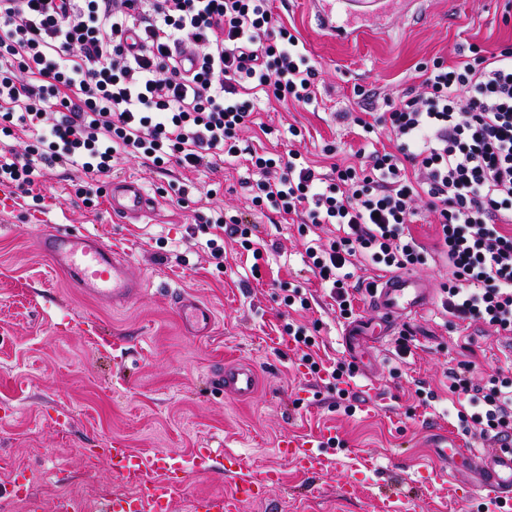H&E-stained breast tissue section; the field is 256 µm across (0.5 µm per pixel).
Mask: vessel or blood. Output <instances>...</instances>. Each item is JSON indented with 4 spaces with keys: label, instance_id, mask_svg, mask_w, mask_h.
Segmentation results:
<instances>
[{
    "label": "vessel or blood",
    "instance_id": "obj_1",
    "mask_svg": "<svg viewBox=\"0 0 512 512\" xmlns=\"http://www.w3.org/2000/svg\"><path fill=\"white\" fill-rule=\"evenodd\" d=\"M393 0H313L317 20L329 35L351 40L358 31L351 25L360 15L384 14ZM112 213L141 217L147 214L152 200L135 181L113 182L108 197ZM36 251L47 257L54 268L66 273L72 287L93 297L99 304L125 305L145 292L142 280L133 276L124 259L97 237L54 229L45 230L34 240ZM174 311L184 335L202 338L212 335L215 315L211 307L191 294L176 291L171 296ZM430 301V290L419 278L395 274L379 281L371 293V309L376 315V330L389 334L393 323L409 317ZM215 380L225 393L247 400L256 392L255 370L246 364H228ZM297 469L314 472L324 461L311 444L287 442L283 448ZM98 454L123 475L135 479L138 492L133 496L115 495L103 503L98 512H168L169 505L184 481L181 468L170 457L147 456L120 442L99 449ZM436 454L449 463L450 477H457L469 467H477L480 487L486 499L512 501V452L484 450L472 454L460 446L437 448ZM274 471L263 477H242L235 481L230 495L195 499L192 512H241L244 504L261 496L273 482Z\"/></svg>",
    "mask_w": 512,
    "mask_h": 512
}]
</instances>
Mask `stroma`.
I'll use <instances>...</instances> for the list:
<instances>
[{"instance_id":"stroma-1","label":"stroma","mask_w":512,"mask_h":512,"mask_svg":"<svg viewBox=\"0 0 512 512\" xmlns=\"http://www.w3.org/2000/svg\"><path fill=\"white\" fill-rule=\"evenodd\" d=\"M271 7L320 70L317 100L301 108L261 99L257 125L241 137L277 153L293 124L303 134L300 151L317 162L326 149L344 158L363 144L356 129L336 119L355 107L354 86L393 97L418 85L420 66L434 58L451 59L455 49L471 44L494 51L512 43V0H436L421 22L397 0L388 25L364 21L361 35L348 42L321 35L308 0H272ZM112 176L140 182L157 209L140 223H119L107 199L85 207L73 179L60 170L35 197L0 185V512H52L61 494L74 499L78 512H92L100 493H134L131 479L87 454L115 441L138 452H168L185 464L198 449H220L215 473L187 476L170 512H189L196 495L230 493L227 472L237 468L254 476L279 474L243 512H376L394 491L412 512H484L480 494L436 478L438 438L471 445L457 428V402L445 374L464 362L474 380L487 381L512 365V344L443 319V269H417L434 292L431 302L392 327L394 335H414V356L397 359L389 340L364 345L356 362L342 342L344 319L303 267V239L292 216L251 213L259 236L279 244L268 251L257 279L244 250H227L219 267L191 238L196 218L212 209L248 211L256 178L244 163L163 175L143 161L122 159ZM183 188L193 199L186 208L178 202ZM47 224L100 237L129 261L146 293L112 309L70 288L33 247ZM174 288L213 307L212 336L182 334L167 297ZM288 288L311 297L303 320L318 328L322 361L356 362L359 372L348 386L359 398L354 416L337 408L335 393L301 365L283 332ZM225 362L254 366L259 388L252 399L225 397L211 384L210 371ZM420 381L434 392L431 403L416 395ZM329 435L338 445L326 444ZM289 439L311 442L326 467L299 471L279 452ZM22 471L37 476L28 500L10 494Z\"/></svg>"}]
</instances>
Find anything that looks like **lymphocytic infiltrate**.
<instances>
[{
	"label": "lymphocytic infiltrate",
	"mask_w": 512,
	"mask_h": 512,
	"mask_svg": "<svg viewBox=\"0 0 512 512\" xmlns=\"http://www.w3.org/2000/svg\"><path fill=\"white\" fill-rule=\"evenodd\" d=\"M364 132L382 127L393 150L361 148L352 163L317 171L299 149L266 155L242 145L256 92L308 105L318 68L270 0H0V184L32 193L46 172L84 175L78 190L93 206L115 158L223 167L246 159L257 177L256 209L296 215L303 229L336 225L328 242H306L303 262L351 318L362 267L412 272L428 254L443 258L441 305L460 321L512 335V44L477 46L455 60L434 59ZM29 138L24 150L7 142ZM437 218L432 250L410 226L419 210ZM216 263L233 242L262 260L246 218L218 217L204 228ZM285 332L311 374L356 412L344 378L354 365H324L314 334ZM467 365L449 370L458 427L482 443L512 447V378L473 382Z\"/></svg>",
	"instance_id": "f902f5d3"
}]
</instances>
